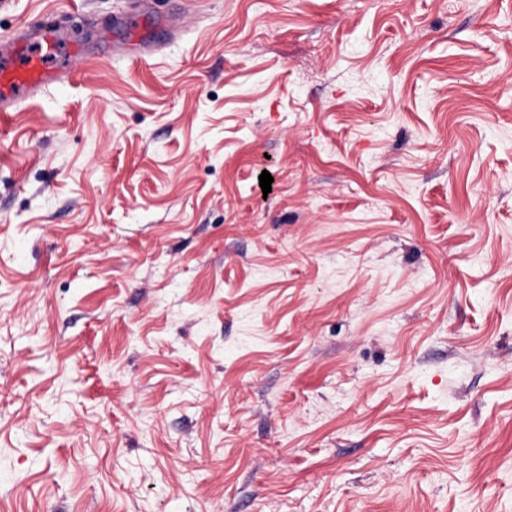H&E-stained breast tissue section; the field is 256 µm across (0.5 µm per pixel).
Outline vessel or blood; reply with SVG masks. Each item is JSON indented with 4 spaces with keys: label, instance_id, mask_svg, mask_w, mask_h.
<instances>
[{
    "label": "vessel or blood",
    "instance_id": "1",
    "mask_svg": "<svg viewBox=\"0 0 512 512\" xmlns=\"http://www.w3.org/2000/svg\"><path fill=\"white\" fill-rule=\"evenodd\" d=\"M58 48L55 30H18L0 38V112L15 111L26 99L67 81L65 70H48L41 64Z\"/></svg>",
    "mask_w": 512,
    "mask_h": 512
}]
</instances>
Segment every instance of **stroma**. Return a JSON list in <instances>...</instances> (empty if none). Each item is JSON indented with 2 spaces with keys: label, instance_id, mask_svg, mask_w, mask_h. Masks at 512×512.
<instances>
[{
  "label": "stroma",
  "instance_id": "stroma-1",
  "mask_svg": "<svg viewBox=\"0 0 512 512\" xmlns=\"http://www.w3.org/2000/svg\"><path fill=\"white\" fill-rule=\"evenodd\" d=\"M53 17L0 512H512V0H0Z\"/></svg>",
  "mask_w": 512,
  "mask_h": 512
}]
</instances>
